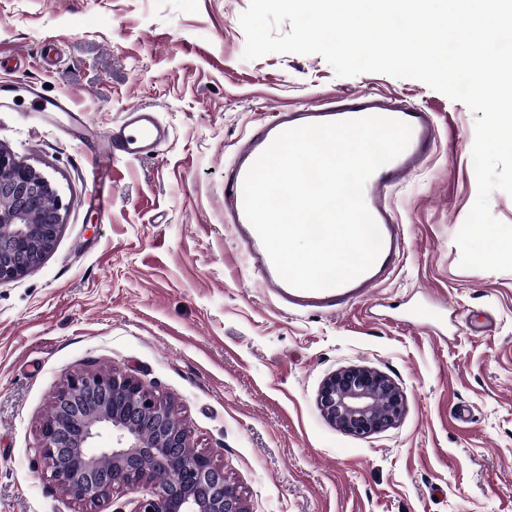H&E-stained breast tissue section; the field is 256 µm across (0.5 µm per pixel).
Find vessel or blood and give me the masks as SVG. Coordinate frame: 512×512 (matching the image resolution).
<instances>
[{"label":"vessel or blood","mask_w":512,"mask_h":512,"mask_svg":"<svg viewBox=\"0 0 512 512\" xmlns=\"http://www.w3.org/2000/svg\"><path fill=\"white\" fill-rule=\"evenodd\" d=\"M32 98V110L46 117L64 113L75 117L69 101L43 98L36 86L26 85ZM366 116H381L404 121L412 128V137L404 152L374 172L364 186L365 203L380 230L383 246L375 264L351 282L321 291L293 288L275 270L243 206L245 176L260 154L281 132L308 124L338 122ZM168 138V129L157 113L142 107L129 109L111 139L99 151V165L93 174V204L99 211L111 205V163L116 159L137 160L157 152ZM436 128L431 112L415 103L376 92H359L335 100L271 113L268 119L236 148L224 173V221L245 246L247 256L262 274L263 286L292 308L331 311L367 296L371 288L389 275L396 266L403 247V233L390 206V195L409 174L431 154Z\"/></svg>","instance_id":"vessel-or-blood-1"}]
</instances>
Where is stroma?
<instances>
[{
  "instance_id": "stroma-1",
  "label": "stroma",
  "mask_w": 512,
  "mask_h": 512,
  "mask_svg": "<svg viewBox=\"0 0 512 512\" xmlns=\"http://www.w3.org/2000/svg\"><path fill=\"white\" fill-rule=\"evenodd\" d=\"M249 3L0 0V95L43 86L85 120L38 121L25 101L0 112V148L64 206L41 265L0 283V512H82L33 449L67 377L89 369L170 399L247 512H512V271L462 268L456 243L478 194L473 113L415 79L338 76L318 54L245 60ZM359 91L403 95L437 129L392 195L400 263L368 299L291 309L224 222V169L269 113ZM134 106L169 138L114 162L103 218L88 204L99 141ZM432 299L447 322L405 324ZM472 315L485 331L466 330ZM351 365L400 388L395 426L360 437L323 418V380Z\"/></svg>"
}]
</instances>
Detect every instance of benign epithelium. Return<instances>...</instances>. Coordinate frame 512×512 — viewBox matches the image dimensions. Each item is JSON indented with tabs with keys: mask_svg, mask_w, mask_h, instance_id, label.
<instances>
[{
	"mask_svg": "<svg viewBox=\"0 0 512 512\" xmlns=\"http://www.w3.org/2000/svg\"><path fill=\"white\" fill-rule=\"evenodd\" d=\"M62 208L48 177L0 148V282L40 266L60 233ZM318 405L337 427L367 437L392 427L405 400L384 373L351 366L324 381ZM102 429L117 433L118 445L88 452ZM33 452L42 475L85 506L146 486L135 512H246L224 469L191 447L174 405L129 376L68 377Z\"/></svg>",
	"mask_w": 512,
	"mask_h": 512,
	"instance_id": "1",
	"label": "benign epithelium"
}]
</instances>
